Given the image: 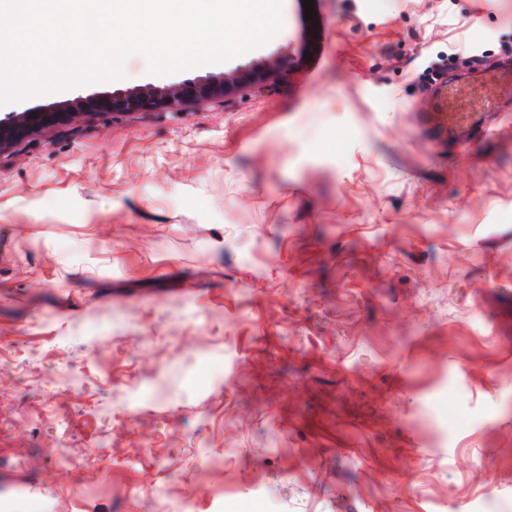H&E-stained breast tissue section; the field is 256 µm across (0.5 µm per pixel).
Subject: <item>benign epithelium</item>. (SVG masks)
<instances>
[{
  "mask_svg": "<svg viewBox=\"0 0 512 512\" xmlns=\"http://www.w3.org/2000/svg\"><path fill=\"white\" fill-rule=\"evenodd\" d=\"M281 77L280 61L270 58L257 65L237 67L230 72H209L175 83H147L110 92L78 94L62 103L43 108H28L0 118V151L44 125L63 122L83 114H116L155 108H172L178 111L205 102L224 103L243 88L268 86Z\"/></svg>",
  "mask_w": 512,
  "mask_h": 512,
  "instance_id": "7a95c632",
  "label": "benign epithelium"
}]
</instances>
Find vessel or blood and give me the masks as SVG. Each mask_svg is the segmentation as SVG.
<instances>
[{
    "instance_id": "vessel-or-blood-1",
    "label": "vessel or blood",
    "mask_w": 512,
    "mask_h": 512,
    "mask_svg": "<svg viewBox=\"0 0 512 512\" xmlns=\"http://www.w3.org/2000/svg\"><path fill=\"white\" fill-rule=\"evenodd\" d=\"M507 82L512 83L511 64L486 67L463 80L439 79L431 124L459 141H468L477 133L490 131L495 117L506 109L497 90Z\"/></svg>"
}]
</instances>
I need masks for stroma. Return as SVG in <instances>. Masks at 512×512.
<instances>
[{
  "label": "stroma",
  "instance_id": "35a3bbf8",
  "mask_svg": "<svg viewBox=\"0 0 512 512\" xmlns=\"http://www.w3.org/2000/svg\"><path fill=\"white\" fill-rule=\"evenodd\" d=\"M312 6L211 66L276 93L0 152V512H512V117L428 122L512 0Z\"/></svg>",
  "mask_w": 512,
  "mask_h": 512
}]
</instances>
